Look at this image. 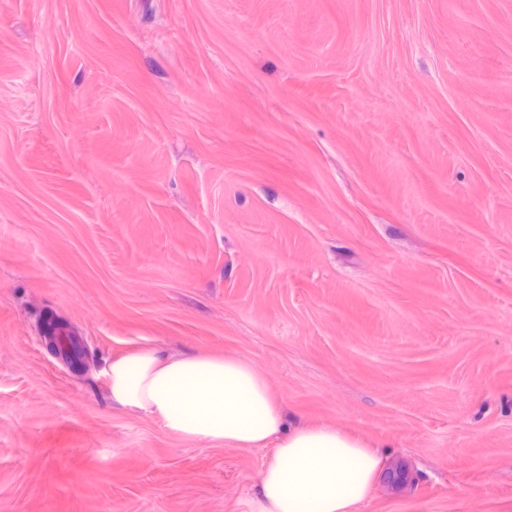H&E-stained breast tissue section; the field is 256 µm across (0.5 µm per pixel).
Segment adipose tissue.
<instances>
[{"label": "adipose tissue", "mask_w": 512, "mask_h": 512, "mask_svg": "<svg viewBox=\"0 0 512 512\" xmlns=\"http://www.w3.org/2000/svg\"><path fill=\"white\" fill-rule=\"evenodd\" d=\"M107 377L113 405L165 432L235 448L272 447L254 512H354L381 471L374 447L344 429L288 425L267 377L237 356L146 346L114 358Z\"/></svg>", "instance_id": "adipose-tissue-1"}]
</instances>
